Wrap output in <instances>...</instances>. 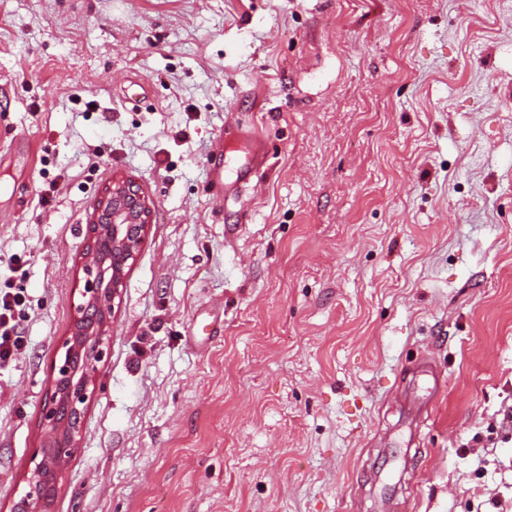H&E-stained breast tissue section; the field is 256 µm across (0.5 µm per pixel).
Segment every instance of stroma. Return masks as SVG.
<instances>
[{"mask_svg": "<svg viewBox=\"0 0 512 512\" xmlns=\"http://www.w3.org/2000/svg\"><path fill=\"white\" fill-rule=\"evenodd\" d=\"M116 176L151 224L56 512H512V0H0V512ZM1 288V287H0ZM6 286L0 289V369L11 366L23 347L20 321L26 310V298Z\"/></svg>", "mask_w": 512, "mask_h": 512, "instance_id": "obj_1", "label": "stroma"}]
</instances>
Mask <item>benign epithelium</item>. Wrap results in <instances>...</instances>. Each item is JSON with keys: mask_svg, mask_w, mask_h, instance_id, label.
Returning <instances> with one entry per match:
<instances>
[{"mask_svg": "<svg viewBox=\"0 0 512 512\" xmlns=\"http://www.w3.org/2000/svg\"><path fill=\"white\" fill-rule=\"evenodd\" d=\"M150 223V204L135 181L115 177L100 193L82 256V303L71 335L63 343L64 360L53 369L29 490L12 502L11 512H55L79 448L82 418L110 341L114 310Z\"/></svg>", "mask_w": 512, "mask_h": 512, "instance_id": "benign-epithelium-1", "label": "benign epithelium"}]
</instances>
